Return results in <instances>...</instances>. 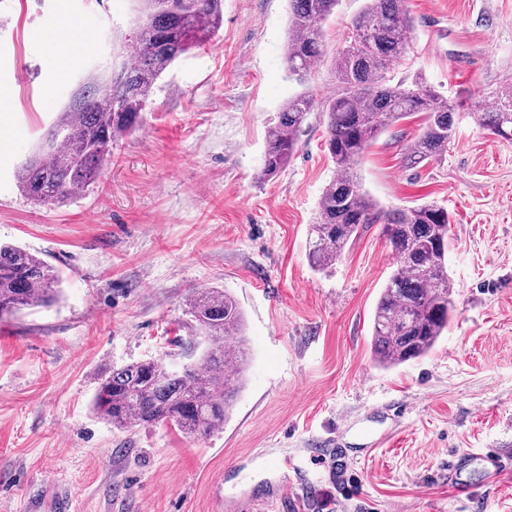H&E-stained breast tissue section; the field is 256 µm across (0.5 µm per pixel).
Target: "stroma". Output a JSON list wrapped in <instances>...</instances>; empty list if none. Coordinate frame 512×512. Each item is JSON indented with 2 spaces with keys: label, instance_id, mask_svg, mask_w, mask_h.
Listing matches in <instances>:
<instances>
[{
  "label": "stroma",
  "instance_id": "stroma-1",
  "mask_svg": "<svg viewBox=\"0 0 512 512\" xmlns=\"http://www.w3.org/2000/svg\"><path fill=\"white\" fill-rule=\"evenodd\" d=\"M364 0H339L311 73L288 72L289 0H223L224 23L163 75L139 127L116 140L99 181L39 205L14 177L61 111L104 88L132 58L137 0H0V88L17 137L0 152V243L54 267L60 297L0 318V512H512V474L484 479L479 452L512 458V140L475 122L512 84V0H408L414 33L388 66L457 105L440 161L413 169L419 117L382 133L359 165L381 207L433 202L453 216L447 330L425 356L388 369L372 314L395 268L369 224L331 269L315 270L308 230L336 174L321 111L272 179L266 132L288 97L336 92L333 56ZM77 22L65 79L43 34ZM221 288L245 316L249 360L232 413L205 439L170 423L125 431L92 409L112 366L199 361L189 310ZM324 439L321 463L311 461ZM477 488L453 497L448 463ZM295 488L300 507L286 491Z\"/></svg>",
  "mask_w": 512,
  "mask_h": 512
}]
</instances>
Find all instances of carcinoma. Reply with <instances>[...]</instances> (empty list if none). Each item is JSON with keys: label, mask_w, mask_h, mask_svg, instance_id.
I'll return each mask as SVG.
<instances>
[{"label": "carcinoma", "mask_w": 512, "mask_h": 512, "mask_svg": "<svg viewBox=\"0 0 512 512\" xmlns=\"http://www.w3.org/2000/svg\"><path fill=\"white\" fill-rule=\"evenodd\" d=\"M133 32L134 58L121 78L105 89L85 91L61 113L36 154L16 171L20 190L43 205L63 204L95 184L112 156V141L136 129L156 82L182 54L210 40L221 27L222 0H141ZM338 0H290L285 60L288 71L307 75L322 54V23ZM359 39L336 50V94L323 104L326 148L336 177L322 194L318 218L309 228V259L325 270L336 264L359 229L383 225L396 266L380 292L372 318V349L381 367H394L429 353L454 307L448 274L451 216L437 204L382 210L364 191L357 168L382 132L414 114L425 115L422 133L407 147L413 168L441 157L454 135V108L421 82L390 84L389 63L408 49L413 21L407 0H365L354 20ZM315 100L288 99L268 128L258 179L277 175L293 155ZM492 134L512 138V86L500 88L495 109L478 113ZM58 276L22 246L0 243V317L59 299ZM205 348L199 362L175 369L148 359L101 374L95 413L117 430L167 421L189 438L201 439L224 426L243 381L249 351L238 301L218 288L197 294L190 306Z\"/></svg>", "instance_id": "1"}]
</instances>
